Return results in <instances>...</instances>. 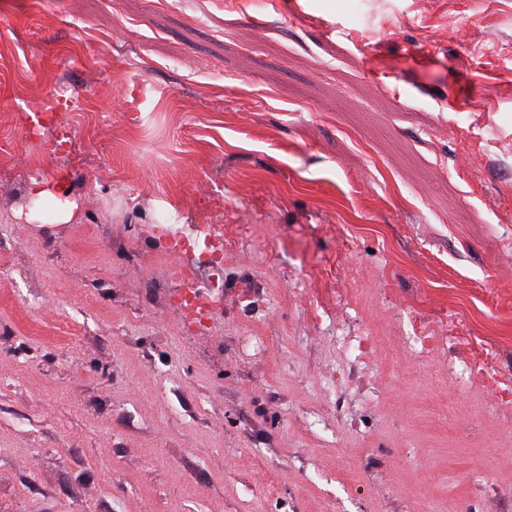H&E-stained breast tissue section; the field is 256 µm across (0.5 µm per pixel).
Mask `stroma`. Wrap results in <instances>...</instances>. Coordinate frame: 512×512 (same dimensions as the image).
Wrapping results in <instances>:
<instances>
[{
	"label": "stroma",
	"mask_w": 512,
	"mask_h": 512,
	"mask_svg": "<svg viewBox=\"0 0 512 512\" xmlns=\"http://www.w3.org/2000/svg\"><path fill=\"white\" fill-rule=\"evenodd\" d=\"M170 2L0 0V512H512V0ZM161 230L170 235L172 249H180L187 243L192 247L203 249L198 257V263L204 264L212 271V280L207 292H202L195 285L194 268L182 272L181 290L172 297V304L189 310L199 325H204L213 309L216 297L223 288L224 252L211 249L209 244L212 238L224 236V227L220 224H192L178 227V224H158Z\"/></svg>",
	"instance_id": "obj_1"
}]
</instances>
